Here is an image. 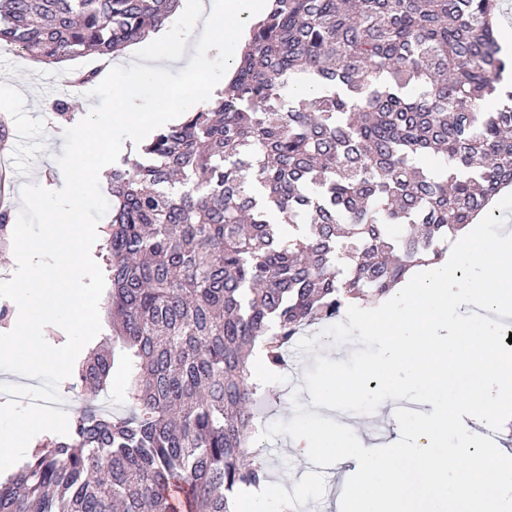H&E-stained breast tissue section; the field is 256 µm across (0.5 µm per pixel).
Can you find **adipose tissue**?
<instances>
[{
    "mask_svg": "<svg viewBox=\"0 0 512 512\" xmlns=\"http://www.w3.org/2000/svg\"><path fill=\"white\" fill-rule=\"evenodd\" d=\"M470 263V276L459 266ZM492 305L512 310V233L486 241L483 222L466 226L452 242L447 262L413 273L378 307L363 305L352 332L373 338L385 351L368 364L363 377H330L321 394L328 401L362 394L367 377L391 378L408 371L412 384L443 388L426 399L422 413L396 421L385 444L350 440L337 429L335 455L342 469V498L349 512H371L381 503L390 512L420 497L422 512H456L457 503L481 498L487 487L497 498L482 512H512V464L506 450L482 446L483 429L491 428L501 394L512 395V364L497 358L489 333H467L455 316L467 305ZM467 340L473 359H493L483 383L474 388L448 389V371L458 363V345ZM451 431V443L442 440ZM446 482L443 494L430 493L432 482Z\"/></svg>",
    "mask_w": 512,
    "mask_h": 512,
    "instance_id": "obj_1",
    "label": "adipose tissue"
}]
</instances>
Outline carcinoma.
Returning a JSON list of instances; mask_svg holds the SVG:
<instances>
[{"label":"carcinoma","instance_id":"cac0c4a2","mask_svg":"<svg viewBox=\"0 0 512 512\" xmlns=\"http://www.w3.org/2000/svg\"><path fill=\"white\" fill-rule=\"evenodd\" d=\"M180 0H0V42L38 65L105 56ZM500 0H273L224 91L112 169L104 244L131 406L86 405L0 482V512H236L268 479L248 405L300 328L442 263L512 185ZM298 84L318 87L313 96Z\"/></svg>","mask_w":512,"mask_h":512}]
</instances>
